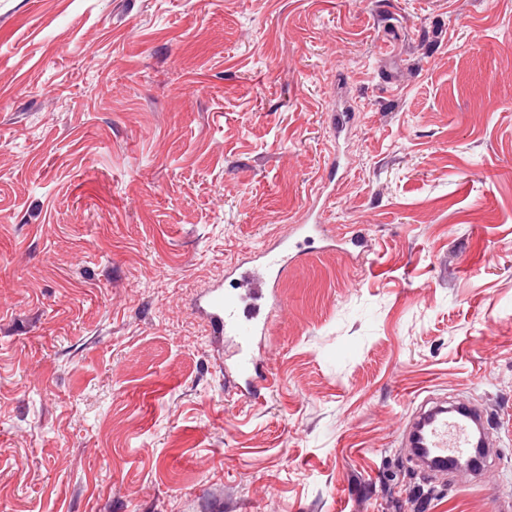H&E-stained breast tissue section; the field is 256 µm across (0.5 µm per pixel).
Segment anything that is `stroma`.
<instances>
[{
  "label": "stroma",
  "instance_id": "1",
  "mask_svg": "<svg viewBox=\"0 0 512 512\" xmlns=\"http://www.w3.org/2000/svg\"><path fill=\"white\" fill-rule=\"evenodd\" d=\"M355 118L333 136L331 110ZM328 224L278 290L277 384L224 391L198 297ZM484 408L486 480L400 438ZM512 503V0H0V512Z\"/></svg>",
  "mask_w": 512,
  "mask_h": 512
}]
</instances>
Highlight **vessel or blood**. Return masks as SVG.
<instances>
[{
  "instance_id": "obj_1",
  "label": "vessel or blood",
  "mask_w": 512,
  "mask_h": 512,
  "mask_svg": "<svg viewBox=\"0 0 512 512\" xmlns=\"http://www.w3.org/2000/svg\"><path fill=\"white\" fill-rule=\"evenodd\" d=\"M319 207V201H312L308 217L293 225L288 237L253 252L248 261L227 268L225 276L233 282V289H214L198 303L199 310L210 317L215 335L234 346L224 357V387L238 398L260 400L262 393L275 384L272 372L256 353L261 338L269 331V321L261 311L279 306V283L305 262L306 244L316 241L322 248L337 247L355 257L366 247L361 235L348 231L337 234L317 223L314 215ZM487 423L485 412L474 405L425 406L409 419L405 446L411 460L423 463L438 476L447 475L450 462L470 459L473 465L468 473L480 482L487 474L482 462L491 451L482 441Z\"/></svg>"
}]
</instances>
